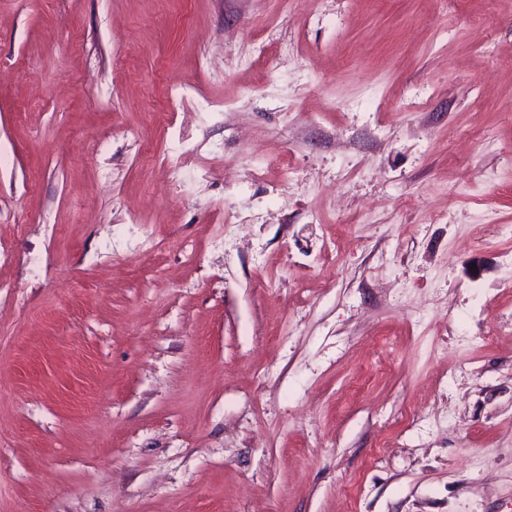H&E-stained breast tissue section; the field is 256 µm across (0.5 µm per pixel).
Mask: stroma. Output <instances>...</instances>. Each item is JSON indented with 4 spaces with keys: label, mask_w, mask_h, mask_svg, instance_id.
Returning a JSON list of instances; mask_svg holds the SVG:
<instances>
[{
    "label": "stroma",
    "mask_w": 512,
    "mask_h": 512,
    "mask_svg": "<svg viewBox=\"0 0 512 512\" xmlns=\"http://www.w3.org/2000/svg\"><path fill=\"white\" fill-rule=\"evenodd\" d=\"M507 225L512 0H0V512H512Z\"/></svg>",
    "instance_id": "obj_1"
}]
</instances>
